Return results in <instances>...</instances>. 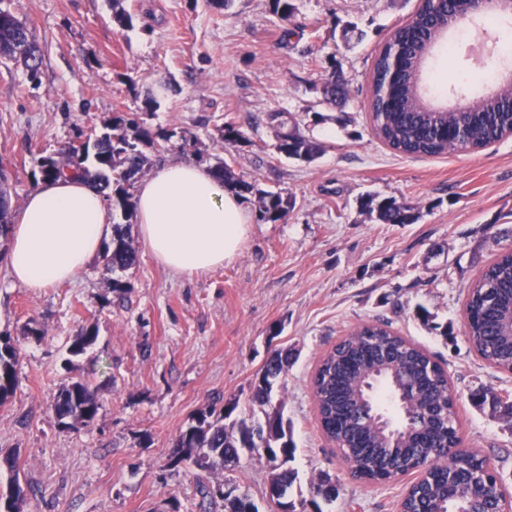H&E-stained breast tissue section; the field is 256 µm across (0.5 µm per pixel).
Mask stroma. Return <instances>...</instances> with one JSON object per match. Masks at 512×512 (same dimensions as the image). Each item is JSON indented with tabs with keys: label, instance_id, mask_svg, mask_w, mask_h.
<instances>
[{
	"label": "stroma",
	"instance_id": "stroma-1",
	"mask_svg": "<svg viewBox=\"0 0 512 512\" xmlns=\"http://www.w3.org/2000/svg\"><path fill=\"white\" fill-rule=\"evenodd\" d=\"M301 32L283 41L269 0H123L128 27L112 19V0H0L25 21L41 48L38 82L0 60V171L18 212L38 185L42 156L63 151L77 130L140 113L151 130H186L189 149L171 156L226 160L257 190L292 207L261 219L255 194L242 197L250 233L224 267L193 277L170 274L147 254L135 218L112 213L136 250L135 265L107 271L95 258L70 283L34 291L7 275L0 240V334L19 352L17 386L0 404V496L10 480L28 485L24 512H202L203 485L222 482L259 512L271 465L242 451L234 470L171 465L181 431L209 406L252 408L253 384L270 356L288 353L273 400L283 406L296 446L288 492L310 512L320 484L336 498L322 512H399L413 483L351 476L322 433L312 377L324 354L366 323H384L421 347L448 376L463 447L477 451L512 494V424L475 406L491 388L512 396V373L480 357L465 335L469 286L512 247V136L474 153L433 157L395 153L375 135L367 109L374 51L418 0H294ZM362 39L342 37L345 25ZM471 39L447 32L422 62L425 101L451 106L488 89L475 53L483 42H512V23L471 21ZM337 62L350 90L346 110L322 103L319 89ZM157 107L143 111L145 99ZM244 141L228 144L225 123ZM298 126L323 147L310 163L279 156L283 127ZM413 203V224H382L361 210L364 195ZM121 281L123 292L112 289ZM430 321H422L418 308ZM95 344L69 355L75 336ZM83 381L97 391L94 422L70 430L54 413L58 391Z\"/></svg>",
	"mask_w": 512,
	"mask_h": 512
}]
</instances>
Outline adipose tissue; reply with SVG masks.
I'll return each instance as SVG.
<instances>
[{
    "label": "adipose tissue",
    "instance_id": "1",
    "mask_svg": "<svg viewBox=\"0 0 512 512\" xmlns=\"http://www.w3.org/2000/svg\"><path fill=\"white\" fill-rule=\"evenodd\" d=\"M134 205L151 256L177 275L223 267L249 231L240 198L207 168L182 159L140 182ZM111 212L105 194L83 178L39 182L8 229L9 276L35 290L71 281L111 239Z\"/></svg>",
    "mask_w": 512,
    "mask_h": 512
}]
</instances>
